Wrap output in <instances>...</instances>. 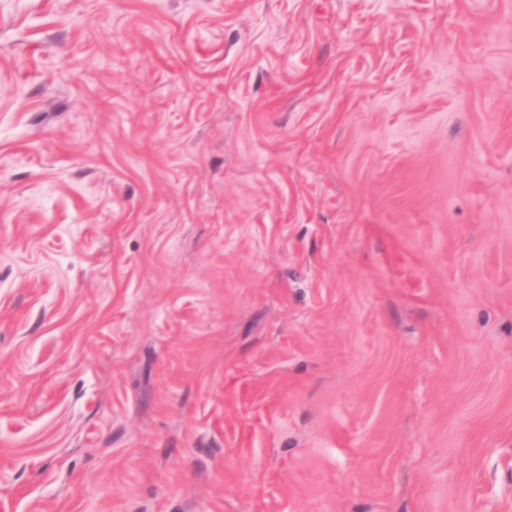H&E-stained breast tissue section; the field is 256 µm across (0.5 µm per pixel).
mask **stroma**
I'll list each match as a JSON object with an SVG mask.
<instances>
[{
	"label": "stroma",
	"instance_id": "stroma-1",
	"mask_svg": "<svg viewBox=\"0 0 512 512\" xmlns=\"http://www.w3.org/2000/svg\"><path fill=\"white\" fill-rule=\"evenodd\" d=\"M0 512H512V0H0Z\"/></svg>",
	"mask_w": 512,
	"mask_h": 512
}]
</instances>
